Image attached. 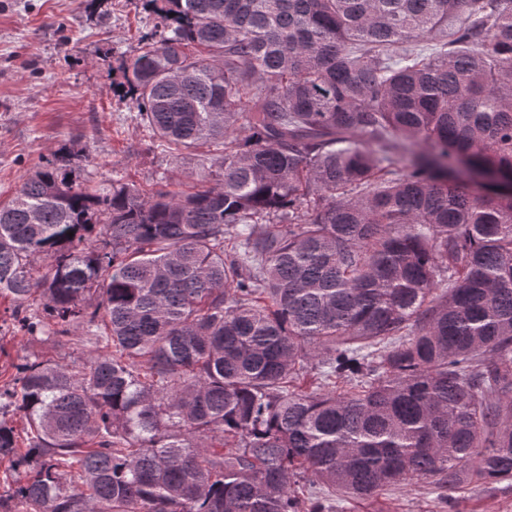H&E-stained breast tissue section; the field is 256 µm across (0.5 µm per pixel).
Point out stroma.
<instances>
[{
	"instance_id": "stroma-1",
	"label": "stroma",
	"mask_w": 512,
	"mask_h": 512,
	"mask_svg": "<svg viewBox=\"0 0 512 512\" xmlns=\"http://www.w3.org/2000/svg\"><path fill=\"white\" fill-rule=\"evenodd\" d=\"M143 0H0V200L51 153L81 152L78 179L106 186L113 176L143 190L169 180L193 191L214 149L163 151L117 92L118 66L158 24ZM56 352L13 333L0 302V367ZM438 499L430 481L383 491L389 512H512V484L464 485Z\"/></svg>"
}]
</instances>
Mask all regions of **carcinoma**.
<instances>
[{
  "instance_id": "1",
  "label": "carcinoma",
  "mask_w": 512,
  "mask_h": 512,
  "mask_svg": "<svg viewBox=\"0 0 512 512\" xmlns=\"http://www.w3.org/2000/svg\"><path fill=\"white\" fill-rule=\"evenodd\" d=\"M121 63L195 191L0 203V512H336L512 482V0H145ZM74 236H69V233ZM50 259L34 269V257ZM10 304L8 302H0V325H1V333L2 336H6L3 339V346L5 349V354L0 353V371L2 370V366H5L9 372L3 377H0V384L3 379H7L11 370L9 368V364L12 361H16L17 358L31 355L39 354L44 356L45 358H54L58 359V357H63L64 354H68L71 350L65 349L62 351H55L48 345L39 343V342H30L27 341L26 338H22L21 333H13L11 319H10V311H6L5 309H9ZM16 336V337H12Z\"/></svg>"
}]
</instances>
